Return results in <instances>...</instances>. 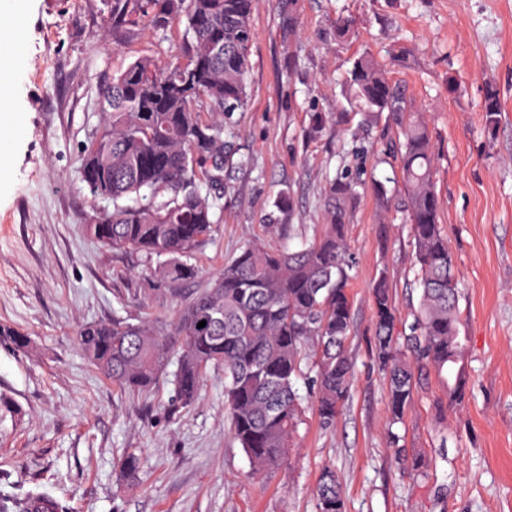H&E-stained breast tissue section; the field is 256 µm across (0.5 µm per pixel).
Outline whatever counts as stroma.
<instances>
[{
	"instance_id": "1",
	"label": "stroma",
	"mask_w": 512,
	"mask_h": 512,
	"mask_svg": "<svg viewBox=\"0 0 512 512\" xmlns=\"http://www.w3.org/2000/svg\"><path fill=\"white\" fill-rule=\"evenodd\" d=\"M110 0H25L27 41L14 68L23 136L0 178V323L31 338L29 352L0 345V494L45 491L67 512H317L332 468L346 512H512V0H256L247 111L229 143L248 167L228 173L218 222L191 260L197 277L157 278L156 261L112 250L84 229L102 201L79 178L102 121L100 85L136 57L180 54L185 28L133 26L104 35ZM352 39L336 38L337 16ZM369 51L424 117L438 152L440 222L455 257L460 333L471 389L448 404V377L424 369L401 428L408 453L431 464L413 483L386 443L387 383L372 352L370 287L387 276L398 315L418 306L409 227L385 224L361 187L348 247L354 268L350 354L355 381L334 425H300L290 460L254 473L224 412V374L210 372L196 403L171 407L172 387L120 393L84 358L80 325L173 320L182 303L252 237L298 248L323 221L325 190L343 170L391 174L353 157L342 126L310 139L314 112H346L345 70ZM502 111L488 127L487 86ZM290 192L291 211L273 206ZM141 458L129 485L117 464Z\"/></svg>"
}]
</instances>
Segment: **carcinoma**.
I'll return each instance as SVG.
<instances>
[{
	"label": "carcinoma",
	"instance_id": "obj_1",
	"mask_svg": "<svg viewBox=\"0 0 512 512\" xmlns=\"http://www.w3.org/2000/svg\"><path fill=\"white\" fill-rule=\"evenodd\" d=\"M253 5L254 0L111 2L112 31L141 24L163 32L183 21L187 40L180 57L162 62L139 56L102 87L103 121L84 151L79 177L92 198L111 200L112 209L98 213L85 229L114 250L168 257L161 277L169 283L194 277L187 259L217 223L219 196L210 185L209 160L226 145L224 118L248 107ZM346 94L351 111L336 113V121L347 125L355 152L374 156L378 164L397 162L399 178L370 182L384 222L399 219L410 226L418 307L413 321L402 326L387 277L375 280L371 350L387 378V444L399 454L403 475L424 481L428 464L419 454H407L404 436L394 430L413 405L416 372L426 365L447 373L450 405L461 404L470 385L459 336L454 255L439 224L432 133L369 51L351 60ZM383 112L387 128L362 144L360 129ZM483 112L487 126H495L501 102L491 87ZM357 115L361 119L353 127ZM131 196L135 204H120ZM357 200L355 177L333 179L324 199V224L300 249L249 242L220 276L185 301L175 320L150 315L135 322L85 323L76 334L78 347L112 386L145 397L177 355L176 409L192 406L208 373L223 370L232 437L255 471L280 465L307 409L298 380L314 373L312 406L325 426L336 421L353 386L347 225ZM0 343L25 352L31 340L0 325ZM119 473L136 481L139 457L126 453ZM317 507L346 512L331 469L321 474Z\"/></svg>",
	"mask_w": 512,
	"mask_h": 512
}]
</instances>
